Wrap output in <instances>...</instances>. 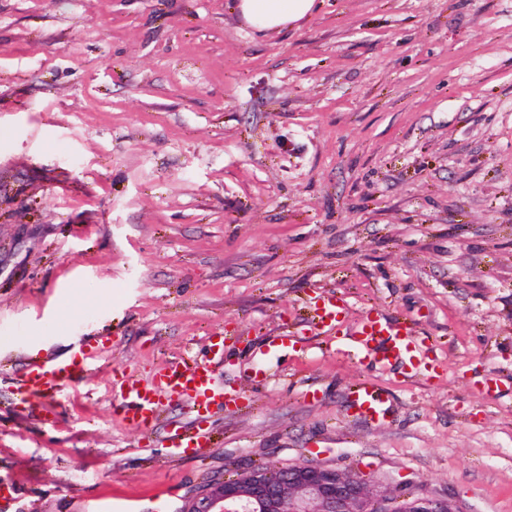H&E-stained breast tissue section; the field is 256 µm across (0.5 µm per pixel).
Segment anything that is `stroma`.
I'll return each instance as SVG.
<instances>
[{
	"label": "stroma",
	"mask_w": 512,
	"mask_h": 512,
	"mask_svg": "<svg viewBox=\"0 0 512 512\" xmlns=\"http://www.w3.org/2000/svg\"><path fill=\"white\" fill-rule=\"evenodd\" d=\"M237 4L0 0V512H189L297 464L512 512V0H317L268 34ZM321 292L408 320L437 371L340 352ZM216 332L245 401L211 447H169L181 407L127 427L122 377ZM100 336L19 401L25 357ZM363 380L384 427L348 410ZM99 347V341H94L84 344L78 353L65 360L46 357L28 362L18 394L26 401L25 394L29 392L56 394L68 384L78 382L92 369L94 354Z\"/></svg>",
	"instance_id": "obj_1"
}]
</instances>
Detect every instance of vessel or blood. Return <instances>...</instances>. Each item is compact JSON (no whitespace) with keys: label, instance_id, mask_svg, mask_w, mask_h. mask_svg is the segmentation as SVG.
Segmentation results:
<instances>
[{"label":"vessel or blood","instance_id":"obj_1","mask_svg":"<svg viewBox=\"0 0 512 512\" xmlns=\"http://www.w3.org/2000/svg\"><path fill=\"white\" fill-rule=\"evenodd\" d=\"M315 311L320 325L346 336L348 345L359 359L382 368L406 361L416 372L426 364V347L415 339L408 322L390 318L371 308L354 325L345 326L343 307L339 299L330 294L317 297ZM98 348V343H87L78 353L64 360L47 357L28 362L23 370L21 393L51 395L78 382L91 370ZM118 393L124 403L127 425L138 431L155 427L165 405L188 407L194 416V426L186 431L178 427L169 431L167 441L173 448L209 446L204 422L214 410L231 409L235 402L233 394L225 389L223 380L212 372L204 358L189 363L164 364L147 384L123 378ZM350 407L356 418L373 426L384 425L390 411L383 393L368 382L353 389Z\"/></svg>","mask_w":512,"mask_h":512}]
</instances>
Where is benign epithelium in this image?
Instances as JSON below:
<instances>
[{
	"mask_svg": "<svg viewBox=\"0 0 512 512\" xmlns=\"http://www.w3.org/2000/svg\"><path fill=\"white\" fill-rule=\"evenodd\" d=\"M461 512L450 498L403 493L333 467H259L209 486L189 512Z\"/></svg>",
	"mask_w": 512,
	"mask_h": 512,
	"instance_id": "benign-epithelium-1",
	"label": "benign epithelium"
}]
</instances>
